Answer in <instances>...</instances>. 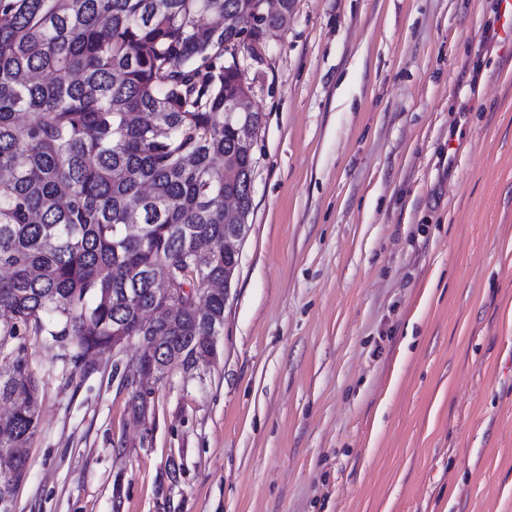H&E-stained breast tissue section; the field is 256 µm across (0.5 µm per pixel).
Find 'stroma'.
<instances>
[{"mask_svg":"<svg viewBox=\"0 0 512 512\" xmlns=\"http://www.w3.org/2000/svg\"><path fill=\"white\" fill-rule=\"evenodd\" d=\"M498 0H292L217 356L137 421L32 339L16 512H512V59Z\"/></svg>","mask_w":512,"mask_h":512,"instance_id":"35a3bbf8","label":"stroma"}]
</instances>
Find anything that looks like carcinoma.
<instances>
[{
	"label": "carcinoma",
	"instance_id": "obj_1",
	"mask_svg": "<svg viewBox=\"0 0 512 512\" xmlns=\"http://www.w3.org/2000/svg\"><path fill=\"white\" fill-rule=\"evenodd\" d=\"M254 0H0V498L15 499L42 400L30 337L87 374L139 336L161 380L214 353L224 329V202L247 221L259 111L224 43L274 27ZM181 271L161 296L153 273ZM204 302L194 316L180 289Z\"/></svg>",
	"mask_w": 512,
	"mask_h": 512
}]
</instances>
